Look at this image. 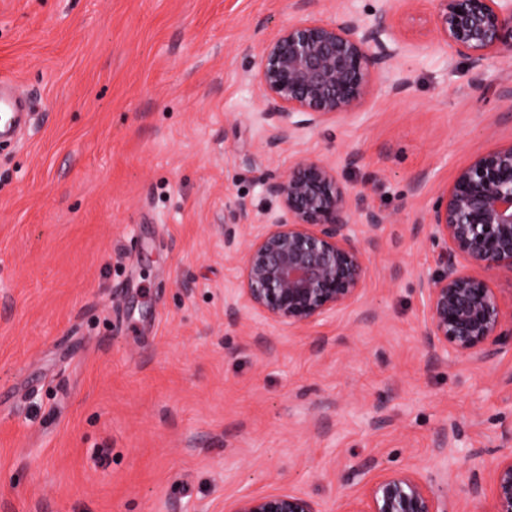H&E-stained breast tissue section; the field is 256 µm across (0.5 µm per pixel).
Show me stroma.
I'll return each mask as SVG.
<instances>
[{"instance_id": "stroma-1", "label": "stroma", "mask_w": 512, "mask_h": 512, "mask_svg": "<svg viewBox=\"0 0 512 512\" xmlns=\"http://www.w3.org/2000/svg\"><path fill=\"white\" fill-rule=\"evenodd\" d=\"M432 0L392 15L412 84L380 76L345 119L271 149L250 75L293 0H0V79L34 119L0 143V512H229L305 493L342 512L378 474L442 486L512 434V347L429 359L417 277L427 214L472 157L512 141V53L449 59ZM358 151L359 164L343 163ZM336 165L351 222L387 215L362 298L303 329L225 304L236 202Z\"/></svg>"}]
</instances>
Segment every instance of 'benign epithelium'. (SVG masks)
Returning <instances> with one entry per match:
<instances>
[{"label":"benign epithelium","mask_w":512,"mask_h":512,"mask_svg":"<svg viewBox=\"0 0 512 512\" xmlns=\"http://www.w3.org/2000/svg\"><path fill=\"white\" fill-rule=\"evenodd\" d=\"M299 13L259 50L251 74L264 115L268 146L293 139L297 131L346 117L362 105L370 83L393 67L403 52L394 31L379 17L361 19L347 9L324 22ZM437 42L449 53L483 68L512 50V0H434ZM280 215L249 228L243 256L240 299L250 311L290 328H303L325 314L350 307L361 297L367 247L351 224V191L336 167L299 158L282 176L264 179ZM241 212L224 225V245L233 252ZM438 273L422 275L428 356L486 360L512 342V313H504L487 279L467 267L512 274V141L474 157L438 195L428 214ZM493 510L512 512V448L490 480ZM452 483L434 490L416 472L379 476L345 512H448ZM229 512H317L304 494L276 491L237 500Z\"/></svg>","instance_id":"7a95c632"}]
</instances>
